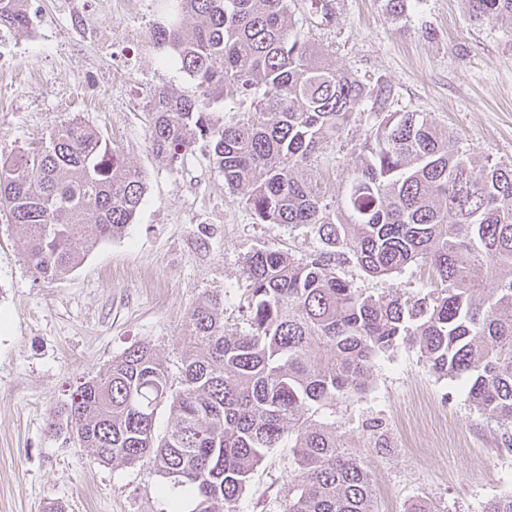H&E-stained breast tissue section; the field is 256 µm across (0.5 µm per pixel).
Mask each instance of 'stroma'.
Returning a JSON list of instances; mask_svg holds the SVG:
<instances>
[{"instance_id":"35a3bbf8","label":"stroma","mask_w":512,"mask_h":512,"mask_svg":"<svg viewBox=\"0 0 512 512\" xmlns=\"http://www.w3.org/2000/svg\"><path fill=\"white\" fill-rule=\"evenodd\" d=\"M295 4L326 63L390 90L387 111L431 115L461 150L512 164V23L471 21L466 0H409L400 17L384 0H326L323 15ZM28 11L31 33L0 30V155L35 148L75 118L122 150L147 193L122 236L52 279L24 261L21 228L0 215V512H45L57 501L67 512H170L150 459L101 463L71 432L52 429L58 409L139 343L179 382L189 312L221 297L225 331H245L249 255L301 257L317 242L305 227L262 222L225 185L206 143L179 169L155 160L147 95L191 88L151 41L157 0H29ZM374 122L365 109L314 155L324 202L343 195ZM343 275L375 295L424 293L417 264L373 278L351 263ZM313 418L345 433L371 475L377 512H408L420 499L436 512H485L512 493V451L473 409L467 380L434 375L408 344L373 360L363 392L341 394ZM290 444L283 439L253 475L244 512H283L299 484Z\"/></svg>"}]
</instances>
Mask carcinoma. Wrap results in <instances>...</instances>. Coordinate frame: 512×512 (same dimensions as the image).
<instances>
[{
	"mask_svg": "<svg viewBox=\"0 0 512 512\" xmlns=\"http://www.w3.org/2000/svg\"><path fill=\"white\" fill-rule=\"evenodd\" d=\"M158 2L152 40L192 89L149 92L156 160L174 168L206 142L262 221L302 225L319 246L300 258L249 256L243 333L225 332L220 298L194 307L179 386L148 344L81 383L61 411L80 445L106 464L150 457L169 487L194 494L192 512H240L288 433L299 489L285 512H375L344 434L305 412L364 390L373 359L406 341L438 377L469 379L471 404L512 449V166L472 158L431 118L388 112L366 130L331 206L299 168L382 89L321 61L288 0ZM467 3L475 21L512 22V0ZM31 26L27 0H0V29ZM228 95L251 102L245 122L211 121ZM146 191L122 151L76 119L36 151L0 158V211L23 227L18 249L45 279L122 235ZM349 262L372 277L423 265L427 291L368 294L341 275ZM163 407L171 420L159 433Z\"/></svg>",
	"mask_w": 512,
	"mask_h": 512,
	"instance_id": "1",
	"label": "carcinoma"
}]
</instances>
